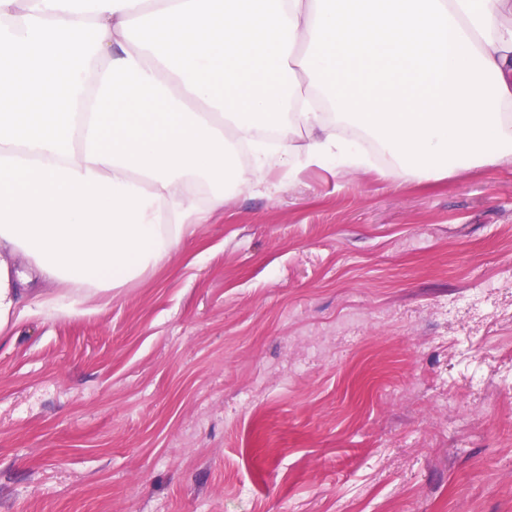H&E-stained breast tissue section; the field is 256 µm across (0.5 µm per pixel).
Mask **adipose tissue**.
Wrapping results in <instances>:
<instances>
[{
	"instance_id": "ef3b65f1",
	"label": "adipose tissue",
	"mask_w": 512,
	"mask_h": 512,
	"mask_svg": "<svg viewBox=\"0 0 512 512\" xmlns=\"http://www.w3.org/2000/svg\"><path fill=\"white\" fill-rule=\"evenodd\" d=\"M512 0H0V327L47 287L108 291L158 263L219 186L303 155L354 163L350 118L420 178L512 155ZM281 151L238 169L237 143ZM303 144H295V135Z\"/></svg>"
}]
</instances>
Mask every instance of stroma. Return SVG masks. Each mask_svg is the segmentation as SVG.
Returning <instances> with one entry per match:
<instances>
[{"label": "stroma", "instance_id": "1", "mask_svg": "<svg viewBox=\"0 0 512 512\" xmlns=\"http://www.w3.org/2000/svg\"><path fill=\"white\" fill-rule=\"evenodd\" d=\"M238 180L0 330V512H512V157ZM399 189H391V182Z\"/></svg>", "mask_w": 512, "mask_h": 512}]
</instances>
